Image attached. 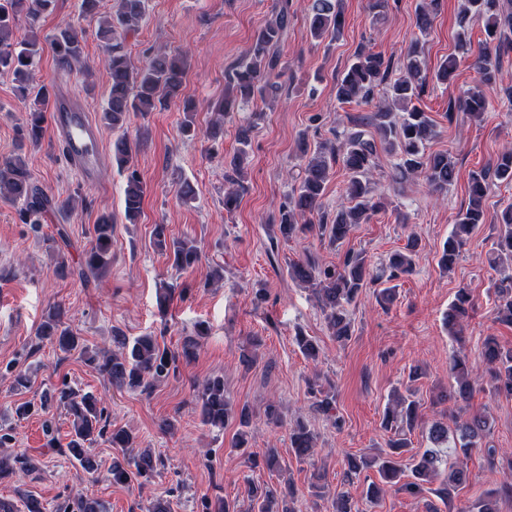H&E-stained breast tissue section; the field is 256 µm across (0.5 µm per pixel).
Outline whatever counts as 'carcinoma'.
Listing matches in <instances>:
<instances>
[{
    "label": "carcinoma",
    "mask_w": 512,
    "mask_h": 512,
    "mask_svg": "<svg viewBox=\"0 0 512 512\" xmlns=\"http://www.w3.org/2000/svg\"><path fill=\"white\" fill-rule=\"evenodd\" d=\"M147 0H118L114 13L106 16L98 29V36L105 49L104 64L110 77L107 107L103 122L114 128L123 127L132 112L146 115L157 108L182 97L186 77V57L181 53L157 52L149 55L139 66L135 65L125 49L127 31L139 26L146 17ZM56 0H0V75H7L19 84L20 90L28 88L32 79L34 61L42 51L37 23L41 16L54 11ZM440 0H419L415 8V25L424 36L431 28L439 9ZM290 0H278L274 16L255 33L244 59L231 64L224 71L226 93L224 103L219 105L216 119L210 125L208 137L215 141L223 133L226 117L234 112L235 103L244 106L255 101H266L278 93L281 85L275 79L284 74L278 45L288 33L294 13ZM306 18L310 37L318 42L327 38L336 39L344 26L340 0H307ZM28 22V33L16 36L19 17ZM474 17L485 21L489 40L497 41L494 52L484 51L475 61L479 75L478 84L469 90L459 103L448 106V119H453L454 110L460 108L474 119H482L487 109L485 90L497 83L499 57L512 51V3L509 0H461L456 35L457 46L467 51L470 44L468 27ZM58 65L65 69L84 65L82 29L80 22L68 21L47 38ZM428 83V68L423 56L420 39L408 46L402 62L395 66L379 53L361 50L347 65L336 82V98L342 103H372L375 89L384 90L383 99L374 104L373 113L367 121L354 125L345 134L341 146L324 141L310 147L306 139L299 143L302 159V175L297 186L281 203L276 223L271 225V244L279 240L289 241L299 232L318 229L334 244L344 240L356 224L366 222L370 215L384 205L382 197L375 193L370 181L376 165L377 146L381 143L391 154L396 155L398 177L395 181L419 180L430 189L445 192L456 178L455 164L446 153L427 152L428 143L437 136L434 121L419 107L420 99ZM52 93L41 86L33 99L25 124L19 129L20 141L34 145L40 143L47 114L51 106ZM263 112L255 111L248 116V124L239 127L238 147L233 155L224 159V211H234L246 190L243 161L249 156L252 146L251 133L259 124ZM113 155L121 170L126 172L123 206L124 215L134 224L141 216L146 188L140 171L134 163L136 146L121 137L113 142ZM346 171L345 199L347 205L336 211L333 217L323 210V197L330 172L336 164ZM512 184V146L504 148L485 170L470 176L468 181V204L459 211L456 224L443 243L440 257L441 267L449 270L462 253L469 235L480 224L485 223L484 201L493 183ZM0 200L11 204L21 203L17 210L22 224H38L41 215L51 206L52 200L36 184L24 157L14 155L0 161ZM318 217L312 224L311 217ZM112 214L102 213L94 225L90 247L83 253L78 265L69 263L65 253L57 251V273L66 278L78 276L84 282L98 278L112 266L113 245ZM496 231V256L493 264H501L507 258L512 267V204L501 210ZM153 245L161 254L172 260L177 269H187L198 263L200 248L196 240L187 237L175 238L166 233V225L157 224L153 230ZM418 251V238L410 235L402 250L392 253L384 266L378 270L370 268L366 256L361 252H348L339 265H322L308 256L302 261L288 265V275L296 283L311 291L318 300L327 321L331 336L344 343L353 336L352 321L348 306L357 299L360 290L369 282L382 285L376 297L384 305L396 299V288L390 283L408 275L414 267ZM500 304L496 307L497 320L512 326V273L503 275L495 283ZM472 308L470 293L460 288L444 317L448 333L461 339L465 319ZM40 340H47L64 353L80 350L86 364L106 375L108 382L117 390L145 392L152 383L166 378L178 368L182 359L188 361L198 346L190 337L181 349L170 350L160 346L152 335L138 336L129 340L121 333L114 337L117 349L91 348L64 325V313L57 307L40 325ZM296 342L306 359L313 362L319 358V346L309 337L299 333ZM479 356L487 366L488 390L494 396L512 397V347L502 345L495 336L484 338ZM449 372L456 388L455 399L461 403L459 413L453 416V426L436 421L426 428L431 447L421 455L403 462L405 448L409 447L407 434L423 425L420 413L421 402L418 389L413 383L419 373L414 370L404 387V392H395L393 406L386 409L382 428L392 433L387 441L390 452L359 459H348L342 472L340 488L334 493L332 512H359V505L349 492L360 478L362 470L377 468L384 485L370 483L365 498L378 502L386 487L399 489L419 496L427 491V485L439 476L442 467L448 474L434 493L438 498L453 501L459 487L467 484L470 473L462 468L448 465V457L470 454L475 448H483L493 457L497 448L485 442L491 434L489 417L468 412V402L473 392V365L468 354L460 349L449 360ZM310 393L316 396L313 407L328 416L334 410L335 396L309 383ZM196 399L200 402V419L207 426L224 427L235 424L237 431L232 443L245 464L256 462L262 456L270 470L279 466V453L267 448L258 454L250 450L248 429L253 421V411L245 403L230 399L224 390V379L216 377L203 381L196 387ZM64 407L69 414L70 440L65 454L84 471H98V462L88 445L99 438L107 437L119 455L112 459V466L105 479L115 484H128L132 479H142L138 486L152 478L160 465L151 450L141 449L137 439L124 429L106 430L103 424L102 398L90 391L80 393L70 386L54 387L42 392L40 404L24 402L15 407L19 418H26L51 407ZM291 451L297 462L310 463L316 453V437L310 427L302 421L289 428ZM30 460L18 455L0 453V480L12 476L16 467L24 468ZM414 477L411 482L399 484L405 469ZM247 512H299L296 509L295 492L285 491L275 484H251L247 488ZM203 512H242L238 500L225 497L201 498ZM57 512H107L104 502L98 498L81 496L72 503H64Z\"/></svg>",
    "instance_id": "1"
}]
</instances>
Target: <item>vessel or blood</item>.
Segmentation results:
<instances>
[{"instance_id": "1", "label": "vessel or blood", "mask_w": 512, "mask_h": 512, "mask_svg": "<svg viewBox=\"0 0 512 512\" xmlns=\"http://www.w3.org/2000/svg\"><path fill=\"white\" fill-rule=\"evenodd\" d=\"M51 124L55 140L69 166L84 177L93 176L101 134L82 103L65 92H58L53 98Z\"/></svg>"}]
</instances>
